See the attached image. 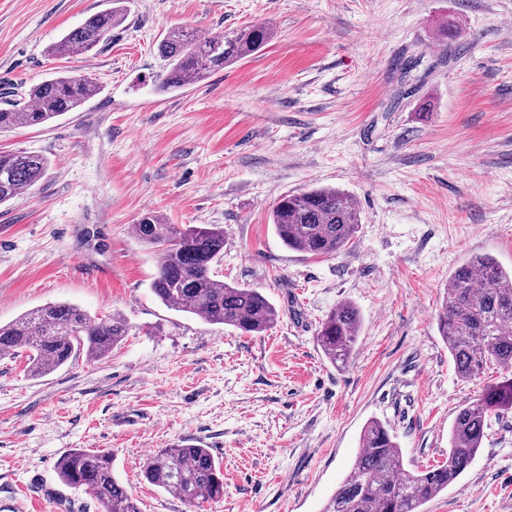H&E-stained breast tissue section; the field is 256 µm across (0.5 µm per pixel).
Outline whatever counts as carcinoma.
<instances>
[{
    "label": "carcinoma",
    "instance_id": "cac0c4a2",
    "mask_svg": "<svg viewBox=\"0 0 512 512\" xmlns=\"http://www.w3.org/2000/svg\"><path fill=\"white\" fill-rule=\"evenodd\" d=\"M124 22L116 6L88 17L49 48L52 56L74 51L90 53L112 37ZM272 38V29L255 24L217 35H202L190 27L169 30L157 50L167 62L160 91L201 82L224 66L257 53ZM100 92L83 75L46 79L24 93L4 96L0 132L44 125L75 112ZM47 161L25 151H0V204L31 189L44 177ZM271 224L291 250L315 257L336 254L354 237L361 212L346 193L330 187L280 196L272 205ZM137 237L157 248L161 261L150 288L166 307L193 315L210 325L232 327L260 335L272 328L281 312L256 288L230 285L215 275L224 255V228L215 224L179 226L155 212L135 224ZM358 309L337 304L321 321L317 341L328 360L348 365L361 330ZM438 331L448 344L457 374L472 379L488 364L504 375L485 386L476 399L459 407L450 435L448 461L423 470L405 467L394 436L379 421H371L361 437V451L324 512H422V507L457 483L476 459L485 437L487 419L512 411V271L491 257L475 255L455 268L438 318ZM129 334L119 316L93 318L70 303H47L16 320L0 324V356L29 351L26 370L50 374L79 352L100 360ZM65 485L82 488L99 505V512H139L126 486L113 473L112 453L74 448L56 462ZM142 479L190 507L224 497V473L210 449L176 443L146 459Z\"/></svg>",
    "mask_w": 512,
    "mask_h": 512
}]
</instances>
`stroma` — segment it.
Masks as SVG:
<instances>
[{"mask_svg": "<svg viewBox=\"0 0 512 512\" xmlns=\"http://www.w3.org/2000/svg\"><path fill=\"white\" fill-rule=\"evenodd\" d=\"M112 0H0V87L82 74L100 95L1 150L48 161L0 205V323L50 303L118 315L124 341L33 378L0 357V512H99L63 484L74 448L112 452L140 512H323L373 420L407 468L442 464L458 407L498 380L458 376L437 319L449 274L476 254L512 269V0H126L111 40L48 47ZM256 23L260 52L161 94L171 28L215 35ZM347 193L362 222L330 257L286 248L281 195ZM218 224V276L281 311L261 336L169 309L150 290L159 256L145 212ZM362 326L350 363L316 332L338 303ZM201 442L224 497L189 510L142 482L145 459ZM425 512H512V412L491 417L473 464Z\"/></svg>", "mask_w": 512, "mask_h": 512, "instance_id": "1", "label": "stroma"}]
</instances>
